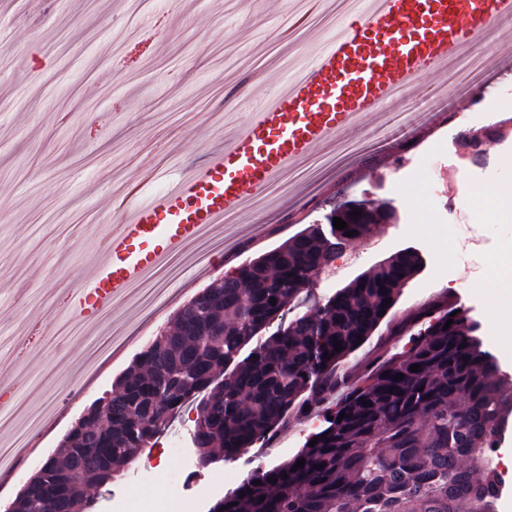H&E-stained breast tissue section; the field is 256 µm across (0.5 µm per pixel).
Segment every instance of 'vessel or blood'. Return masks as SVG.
I'll return each mask as SVG.
<instances>
[{
	"instance_id": "1",
	"label": "vessel or blood",
	"mask_w": 512,
	"mask_h": 512,
	"mask_svg": "<svg viewBox=\"0 0 512 512\" xmlns=\"http://www.w3.org/2000/svg\"><path fill=\"white\" fill-rule=\"evenodd\" d=\"M512 19V0H367L302 69L225 138L208 164L145 203L123 205L92 280L73 289L69 313L122 301L186 244L222 224L247 198L361 116L398 105L427 71Z\"/></svg>"
}]
</instances>
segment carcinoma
I'll return each instance as SVG.
<instances>
[{"instance_id":"obj_1","label":"carcinoma","mask_w":512,"mask_h":512,"mask_svg":"<svg viewBox=\"0 0 512 512\" xmlns=\"http://www.w3.org/2000/svg\"><path fill=\"white\" fill-rule=\"evenodd\" d=\"M348 206L378 209L363 200L335 206L328 223L308 225L207 285L77 419L54 469L36 471L9 512H97L90 491L111 486L187 405L203 466L268 441L293 413L322 415L293 457L256 467L208 512H495L502 479L490 437L512 422V383L466 310L449 300L423 308L408 350L353 383L336 373L357 338L377 329L380 311H390L383 301L396 304L420 272L416 251L396 252L259 338L314 286L336 238L353 231L356 240L379 221L376 212L369 224L332 231L329 221ZM414 364L420 371H410ZM156 400L161 408L151 413Z\"/></svg>"}]
</instances>
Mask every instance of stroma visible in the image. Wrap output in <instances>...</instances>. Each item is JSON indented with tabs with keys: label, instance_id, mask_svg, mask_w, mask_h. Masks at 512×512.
<instances>
[{
	"label": "stroma",
	"instance_id": "obj_1",
	"mask_svg": "<svg viewBox=\"0 0 512 512\" xmlns=\"http://www.w3.org/2000/svg\"><path fill=\"white\" fill-rule=\"evenodd\" d=\"M354 12V0H66L62 7L55 0H0V344H10L19 326L53 319L49 306L56 289L92 279L99 243L111 230L103 219L107 209L118 208L131 191L137 200H150L160 187L203 165L225 132L249 117L234 108L239 88L257 99L269 97ZM488 43L484 84L452 111L428 118L415 138L354 154L350 133H343L307 160L322 175L316 187L299 179L287 190L275 182L262 212L217 229L216 238L227 241L221 257L195 266L169 258L159 271L171 284L169 300L152 318L124 300L96 328L67 324L62 336L31 343L27 361L38 383L18 392L29 413L49 397L60 359L81 363L110 333L143 329L85 380L78 399L59 406L37 455L0 494V512L57 451L81 411L111 391L176 311L223 276L225 267H238L319 222L324 200L337 192L394 201L398 220L375 225L354 242L343 274L316 282L291 316L399 250H415L423 259L420 273L339 373L355 376L402 351L406 339L393 335V328L447 296L480 322L486 345L512 375V356L500 353L502 345H512V335L494 328L488 288L448 281L439 268L441 258L468 250L448 213L447 194L438 191L439 172L460 164L455 139L512 118V60L498 52L512 44V30L493 31ZM485 150L486 162L477 169L484 184L512 186V138L487 142ZM412 189L419 194L415 205ZM317 426V420L290 416L269 442L204 473L221 479L222 492L232 491L257 466L296 454ZM144 464L137 457L119 473L113 496L168 495L181 457L164 454L145 487L139 482Z\"/></svg>",
	"mask_w": 512,
	"mask_h": 512
}]
</instances>
